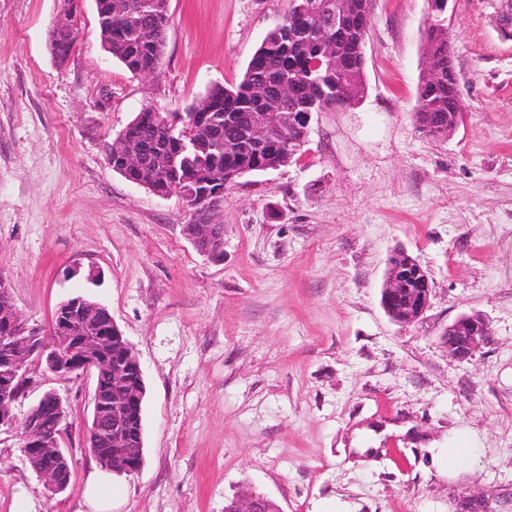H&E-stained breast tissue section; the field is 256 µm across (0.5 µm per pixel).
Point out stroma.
<instances>
[{
  "mask_svg": "<svg viewBox=\"0 0 512 512\" xmlns=\"http://www.w3.org/2000/svg\"><path fill=\"white\" fill-rule=\"evenodd\" d=\"M59 7L0 0V274L41 327L67 297L106 303L142 364L144 462L112 512H224L246 491L281 512H512V0H451L465 111L440 139L415 120L427 0H373L361 101L314 113L296 163L213 210L127 181L106 146L144 106L183 113L237 83L289 0H169L145 77L103 51L93 0L57 64ZM206 222L217 262L183 231ZM398 250L431 278L411 323L381 305ZM92 265L100 284L67 275ZM465 315L491 337L460 361L442 336ZM33 380L28 402L67 401L74 490L51 494L4 433L0 512H83L93 383Z\"/></svg>",
  "mask_w": 512,
  "mask_h": 512,
  "instance_id": "obj_1",
  "label": "stroma"
}]
</instances>
